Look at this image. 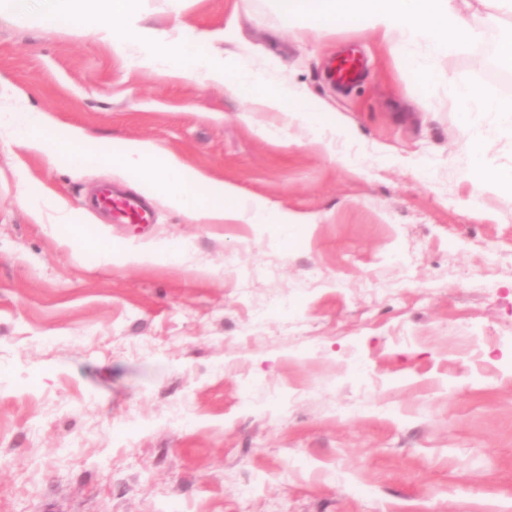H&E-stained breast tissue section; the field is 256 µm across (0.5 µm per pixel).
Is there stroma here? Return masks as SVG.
Instances as JSON below:
<instances>
[{
    "mask_svg": "<svg viewBox=\"0 0 512 512\" xmlns=\"http://www.w3.org/2000/svg\"><path fill=\"white\" fill-rule=\"evenodd\" d=\"M147 25L228 33L312 127L222 87L130 68L95 36L0 13V84L93 140L149 141L289 224L86 214L89 263L25 184L84 209L76 174L0 141V512H512V128L448 99L512 88L482 42L414 83L364 28L298 37L273 0H150ZM360 79L339 86L334 60ZM468 151L471 157L470 176L472 180L482 186L488 183H496L497 181H506L512 184V172L507 176L501 177L499 173L489 174L481 166L480 155L482 144L475 138L468 142Z\"/></svg>",
    "mask_w": 512,
    "mask_h": 512,
    "instance_id": "1",
    "label": "stroma"
}]
</instances>
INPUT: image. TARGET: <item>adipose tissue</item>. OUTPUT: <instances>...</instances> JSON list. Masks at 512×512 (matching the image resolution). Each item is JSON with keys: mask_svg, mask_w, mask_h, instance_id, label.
Returning <instances> with one entry per match:
<instances>
[{"mask_svg": "<svg viewBox=\"0 0 512 512\" xmlns=\"http://www.w3.org/2000/svg\"><path fill=\"white\" fill-rule=\"evenodd\" d=\"M301 30L330 33L340 27H368L405 61L414 82L430 83L431 56L451 53L482 35L470 10L474 0H279ZM448 97L462 114L497 113L512 127V101L490 98L473 83L452 84Z\"/></svg>", "mask_w": 512, "mask_h": 512, "instance_id": "obj_1", "label": "adipose tissue"}]
</instances>
